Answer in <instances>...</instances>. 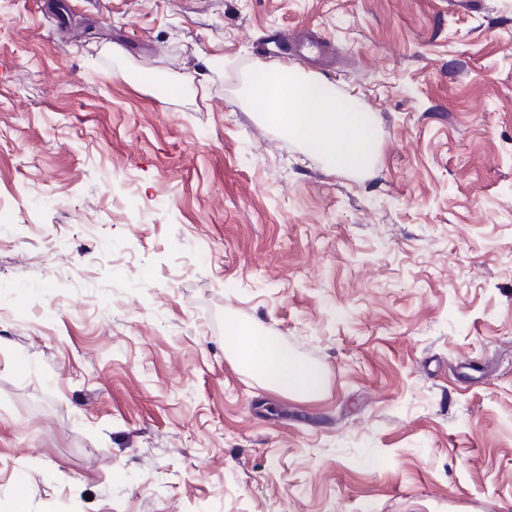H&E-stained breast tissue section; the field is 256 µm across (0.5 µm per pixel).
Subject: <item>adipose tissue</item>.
<instances>
[{"instance_id": "ef3b65f1", "label": "adipose tissue", "mask_w": 512, "mask_h": 512, "mask_svg": "<svg viewBox=\"0 0 512 512\" xmlns=\"http://www.w3.org/2000/svg\"><path fill=\"white\" fill-rule=\"evenodd\" d=\"M246 92L262 120L341 172L368 169L377 152L376 126L358 97L294 67L260 68ZM225 350L264 385L304 398L326 388V371L297 357L277 338L239 322L227 326Z\"/></svg>"}]
</instances>
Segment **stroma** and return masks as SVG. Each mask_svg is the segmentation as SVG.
<instances>
[{"label": "stroma", "instance_id": "obj_1", "mask_svg": "<svg viewBox=\"0 0 512 512\" xmlns=\"http://www.w3.org/2000/svg\"><path fill=\"white\" fill-rule=\"evenodd\" d=\"M302 30L363 173L245 99ZM0 201V500L512 512V0H0ZM225 351L261 383L280 393L314 398L327 386V372L322 367L297 357L255 326L229 323Z\"/></svg>", "mask_w": 512, "mask_h": 512}]
</instances>
